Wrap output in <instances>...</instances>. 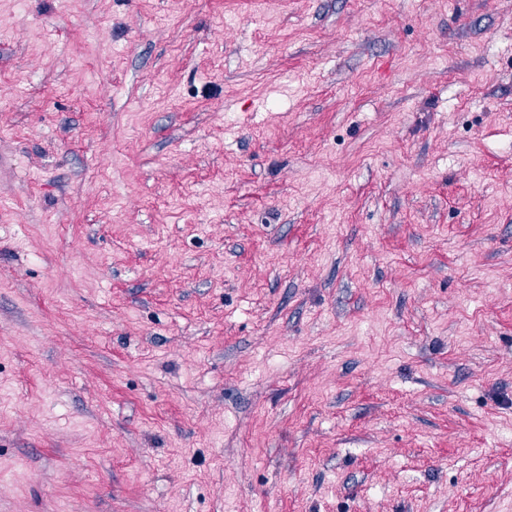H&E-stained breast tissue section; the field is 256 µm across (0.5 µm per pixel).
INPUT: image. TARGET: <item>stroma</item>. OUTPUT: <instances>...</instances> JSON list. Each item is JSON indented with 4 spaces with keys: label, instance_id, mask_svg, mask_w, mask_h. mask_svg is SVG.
Wrapping results in <instances>:
<instances>
[{
    "label": "stroma",
    "instance_id": "35a3bbf8",
    "mask_svg": "<svg viewBox=\"0 0 512 512\" xmlns=\"http://www.w3.org/2000/svg\"><path fill=\"white\" fill-rule=\"evenodd\" d=\"M0 512H512V0H0Z\"/></svg>",
    "mask_w": 512,
    "mask_h": 512
}]
</instances>
